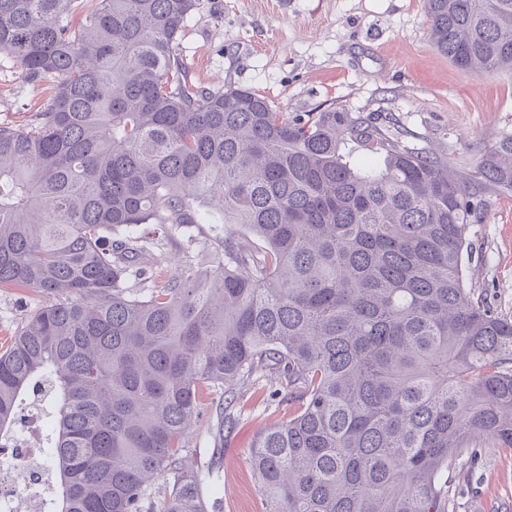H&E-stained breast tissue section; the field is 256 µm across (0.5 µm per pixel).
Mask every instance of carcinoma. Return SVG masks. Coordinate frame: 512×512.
Returning a JSON list of instances; mask_svg holds the SVG:
<instances>
[{
    "mask_svg": "<svg viewBox=\"0 0 512 512\" xmlns=\"http://www.w3.org/2000/svg\"><path fill=\"white\" fill-rule=\"evenodd\" d=\"M426 5L456 67L512 71V0ZM195 6L0 0V52L52 86L30 123H0V287L48 297L0 351V448L37 398L46 512H207L186 448L201 397L223 390L231 430L236 387L275 368L296 408L253 442L267 512H446L471 435L512 450V321L467 283L512 135L465 173L368 116L192 85ZM141 224L224 230L210 266L166 274Z\"/></svg>",
    "mask_w": 512,
    "mask_h": 512,
    "instance_id": "1",
    "label": "carcinoma"
}]
</instances>
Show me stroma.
Instances as JSON below:
<instances>
[{
    "mask_svg": "<svg viewBox=\"0 0 512 512\" xmlns=\"http://www.w3.org/2000/svg\"><path fill=\"white\" fill-rule=\"evenodd\" d=\"M190 83L248 88L280 112L339 109L372 115L409 146L445 155L470 170L473 143L512 134V74L477 77L457 68L430 38L426 0H197L179 44ZM49 89L28 83L0 52V123L24 125ZM210 227L176 235L161 252L167 268L190 257L208 266ZM469 281L475 300L512 318V193L491 195L474 218ZM32 288H0V338L13 336L45 304ZM278 373L240 387L233 407L240 423L218 435L214 405L202 408L188 440L201 463L207 502L223 512H266L251 447L262 428L285 419L274 395ZM448 512H512V450L484 441L453 455L443 470Z\"/></svg>",
    "mask_w": 512,
    "mask_h": 512,
    "instance_id": "stroma-1",
    "label": "stroma"
}]
</instances>
